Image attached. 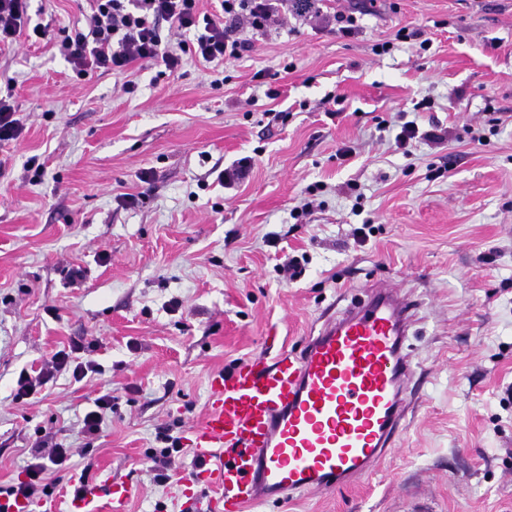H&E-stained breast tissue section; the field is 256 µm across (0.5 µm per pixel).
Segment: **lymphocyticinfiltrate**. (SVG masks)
I'll return each instance as SVG.
<instances>
[{
  "mask_svg": "<svg viewBox=\"0 0 512 512\" xmlns=\"http://www.w3.org/2000/svg\"><path fill=\"white\" fill-rule=\"evenodd\" d=\"M321 0H220L218 13L200 12L198 0H88L89 12L84 28L75 29L57 42L61 57L77 76L94 71L120 75L134 61L142 60L176 73L185 55L211 63L238 57L250 46L251 35L272 30L278 23L283 4H292L304 14ZM168 24L177 42H163L161 24ZM85 347L72 343L69 349L55 352L37 375L20 374L17 399H24L33 388L50 382L59 372H71L82 380L94 371L95 363L81 359ZM31 461L24 477L0 486V500L30 503L52 496L56 482L49 466L64 469L68 450L62 444L36 438L30 447Z\"/></svg>",
  "mask_w": 512,
  "mask_h": 512,
  "instance_id": "f902f5d3",
  "label": "lymphocytic infiltrate"
}]
</instances>
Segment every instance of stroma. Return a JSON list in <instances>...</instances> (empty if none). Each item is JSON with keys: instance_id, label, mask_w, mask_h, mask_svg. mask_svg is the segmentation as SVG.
<instances>
[{"instance_id": "obj_1", "label": "stroma", "mask_w": 512, "mask_h": 512, "mask_svg": "<svg viewBox=\"0 0 512 512\" xmlns=\"http://www.w3.org/2000/svg\"><path fill=\"white\" fill-rule=\"evenodd\" d=\"M83 5L29 0L46 38L0 48V96L22 124L0 142V485L40 429L73 452L50 512H71L84 471L137 486L124 512H185L194 456L156 484L157 430L188 437L213 374L299 350L379 285L417 304L406 430L354 485L245 512H512V0H323L322 17L286 12L230 61L79 79L55 44ZM355 5L343 35L328 18ZM246 156L248 177L220 185ZM291 257L304 272L286 282ZM73 342L93 344L97 372L15 401L20 373ZM107 391L101 432L82 436Z\"/></svg>"}]
</instances>
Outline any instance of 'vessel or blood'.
Here are the masks:
<instances>
[{"mask_svg": "<svg viewBox=\"0 0 512 512\" xmlns=\"http://www.w3.org/2000/svg\"><path fill=\"white\" fill-rule=\"evenodd\" d=\"M416 303L388 288L327 318L301 351L251 358L214 374L201 423L190 432L211 488L204 512L299 492L328 493L373 473L404 429L415 374L405 350ZM108 493L107 512H123L132 484L87 485L74 501Z\"/></svg>", "mask_w": 512, "mask_h": 512, "instance_id": "1", "label": "vessel or blood"}]
</instances>
